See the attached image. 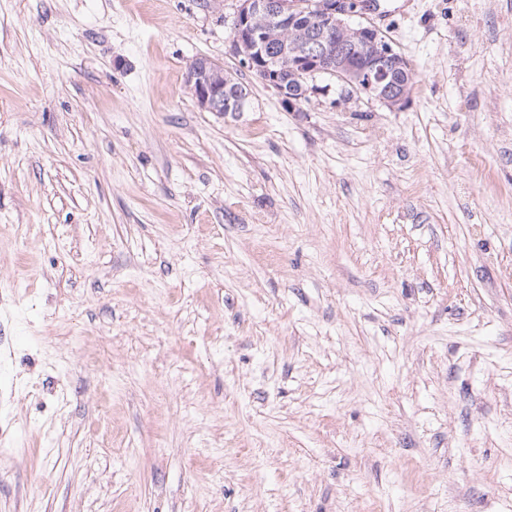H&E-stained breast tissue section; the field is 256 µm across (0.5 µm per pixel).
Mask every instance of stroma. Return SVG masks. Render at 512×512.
Returning <instances> with one entry per match:
<instances>
[{
	"label": "stroma",
	"mask_w": 512,
	"mask_h": 512,
	"mask_svg": "<svg viewBox=\"0 0 512 512\" xmlns=\"http://www.w3.org/2000/svg\"><path fill=\"white\" fill-rule=\"evenodd\" d=\"M235 9L0 0V512H512V0H378L397 112ZM186 83L201 107L209 112H241L249 97L248 88L224 67L207 56L193 58L186 71ZM245 91H240V90ZM240 91L233 98L232 96Z\"/></svg>",
	"instance_id": "stroma-1"
}]
</instances>
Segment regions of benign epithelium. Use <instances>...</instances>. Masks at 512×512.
<instances>
[{
    "label": "benign epithelium",
    "mask_w": 512,
    "mask_h": 512,
    "mask_svg": "<svg viewBox=\"0 0 512 512\" xmlns=\"http://www.w3.org/2000/svg\"><path fill=\"white\" fill-rule=\"evenodd\" d=\"M232 20L235 37L230 50L259 79L274 89L294 112L310 95L321 91L313 84L324 74L343 93L336 105L353 100L377 101L399 111L412 99L411 63L397 52L388 37L365 11L374 0H237ZM276 38L290 43V53L265 60L260 46ZM186 83L198 103L210 112H241L249 93L224 97V67L207 56L193 58Z\"/></svg>",
    "instance_id": "7a95c632"
}]
</instances>
